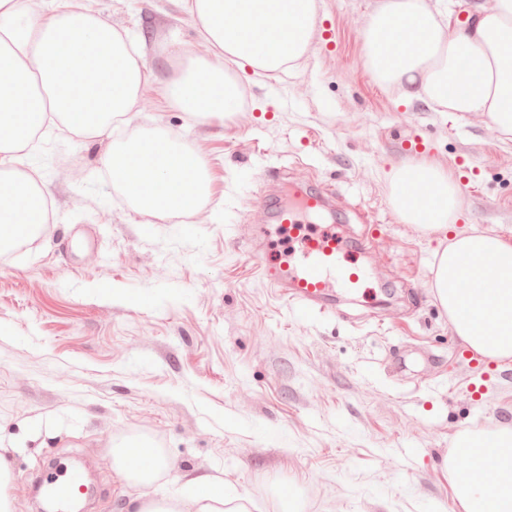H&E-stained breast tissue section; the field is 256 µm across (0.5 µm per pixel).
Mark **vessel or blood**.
Segmentation results:
<instances>
[{"label":"vessel or blood","mask_w":512,"mask_h":512,"mask_svg":"<svg viewBox=\"0 0 512 512\" xmlns=\"http://www.w3.org/2000/svg\"><path fill=\"white\" fill-rule=\"evenodd\" d=\"M265 207L273 209L276 225H251L248 239L276 234L288 250L286 266L265 270L270 287L283 291L287 300L301 314L329 311V299L337 289L353 291L365 276L363 269L348 266L344 261V242L334 230H317L304 224L303 215H322L327 207L326 196L317 190L306 189L298 205L284 206L265 200ZM57 500L66 503L81 492L82 477L70 471L55 483Z\"/></svg>","instance_id":"vessel-or-blood-1"}]
</instances>
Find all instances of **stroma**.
I'll return each mask as SVG.
<instances>
[{"label":"stroma","instance_id":"1","mask_svg":"<svg viewBox=\"0 0 512 512\" xmlns=\"http://www.w3.org/2000/svg\"><path fill=\"white\" fill-rule=\"evenodd\" d=\"M144 44L150 79L135 107L93 140L50 129L16 165L43 183L52 217L0 254V458L12 512L57 466L90 462L87 512L221 483L249 512L276 490L303 512H457L448 454L465 431L512 430V363L480 359L431 293L435 235L392 203L405 139L458 182L448 225L512 240V141L479 114L400 99L371 75L362 29L381 0H317L309 51L279 80L235 68L248 98L189 122L164 85L180 51L205 52L177 0H68ZM162 129L208 166L210 193L188 219L148 220L102 164L123 138ZM333 193L364 291L336 310L296 315L268 287L242 239L270 193ZM378 225L359 246L364 225ZM169 467L149 487L112 468L131 439Z\"/></svg>","mask_w":512,"mask_h":512}]
</instances>
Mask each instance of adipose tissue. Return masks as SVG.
<instances>
[{
	"mask_svg": "<svg viewBox=\"0 0 512 512\" xmlns=\"http://www.w3.org/2000/svg\"><path fill=\"white\" fill-rule=\"evenodd\" d=\"M207 47L187 55L166 83L170 105L196 119L236 111L240 92L225 62L268 74L295 66L315 28L316 0H180ZM373 76L400 95L430 101L458 115L483 114L512 135V0L479 8L454 25L441 0H382L363 32ZM0 249L16 248L50 222L44 189L14 166L16 155L44 127L61 125L97 137L127 115L149 78L143 52L95 11L34 0H0ZM103 164L134 207L156 219L198 211L209 192L201 156L167 136L139 137L108 150ZM403 220L445 234L461 205L447 172L427 161L392 168ZM430 287L454 334L491 361H512V241L490 232L457 233L435 252ZM465 466H458V459ZM124 478L149 486L167 466L160 452L137 443L112 451ZM458 512H512V430L463 434L448 457ZM131 512H247L221 491L134 501Z\"/></svg>",
	"mask_w": 512,
	"mask_h": 512,
	"instance_id": "1",
	"label": "adipose tissue"
}]
</instances>
